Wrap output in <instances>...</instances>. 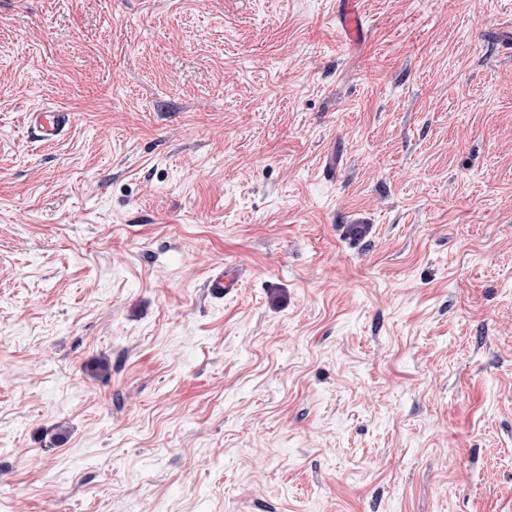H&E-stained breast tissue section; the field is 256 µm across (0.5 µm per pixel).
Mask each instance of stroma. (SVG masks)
I'll return each instance as SVG.
<instances>
[{
	"label": "stroma",
	"instance_id": "1",
	"mask_svg": "<svg viewBox=\"0 0 512 512\" xmlns=\"http://www.w3.org/2000/svg\"><path fill=\"white\" fill-rule=\"evenodd\" d=\"M343 5L0 0V512H512V0ZM71 123V116L55 107L42 106L30 109L23 115V125L32 133L34 141L42 145L58 142ZM241 283L238 273L233 269H217L206 280L205 288L208 293L214 297H223L236 288H240Z\"/></svg>",
	"mask_w": 512,
	"mask_h": 512
}]
</instances>
